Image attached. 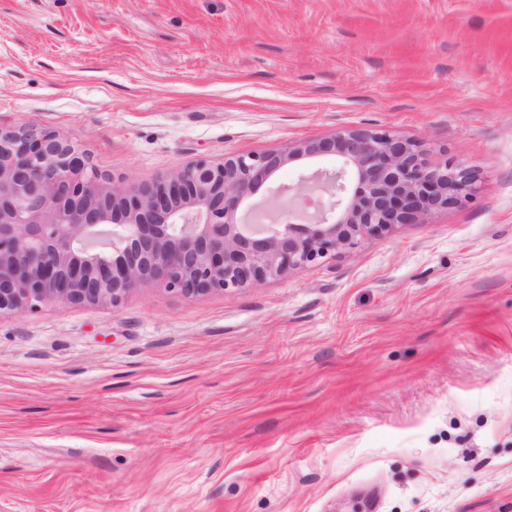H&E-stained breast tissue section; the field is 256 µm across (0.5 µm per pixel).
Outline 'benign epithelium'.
<instances>
[{
	"mask_svg": "<svg viewBox=\"0 0 512 512\" xmlns=\"http://www.w3.org/2000/svg\"><path fill=\"white\" fill-rule=\"evenodd\" d=\"M332 156V169L284 166ZM289 195L281 224L245 219L261 188ZM476 191L466 167L431 166L388 131L348 128L282 150L198 160L127 188L74 141L0 128V315L44 304L118 306L147 283L191 298L242 290L313 265Z\"/></svg>",
	"mask_w": 512,
	"mask_h": 512,
	"instance_id": "benign-epithelium-1",
	"label": "benign epithelium"
}]
</instances>
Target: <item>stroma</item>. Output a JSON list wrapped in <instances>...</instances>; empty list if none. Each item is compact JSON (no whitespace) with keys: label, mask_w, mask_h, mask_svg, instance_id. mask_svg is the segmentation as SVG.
Instances as JSON below:
<instances>
[{"label":"stroma","mask_w":512,"mask_h":512,"mask_svg":"<svg viewBox=\"0 0 512 512\" xmlns=\"http://www.w3.org/2000/svg\"><path fill=\"white\" fill-rule=\"evenodd\" d=\"M131 187L345 128L477 190L290 274L0 317V512H512V0H0V127Z\"/></svg>","instance_id":"1"}]
</instances>
